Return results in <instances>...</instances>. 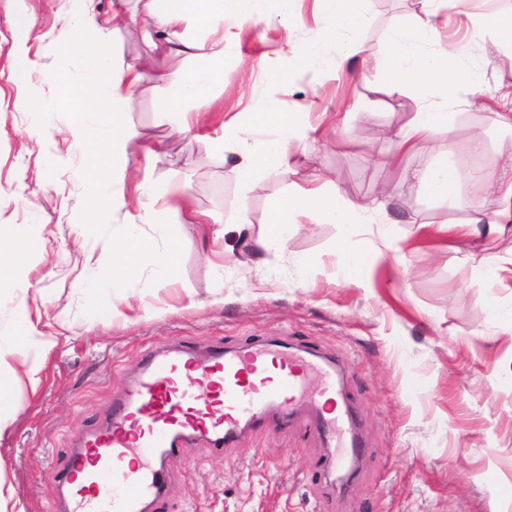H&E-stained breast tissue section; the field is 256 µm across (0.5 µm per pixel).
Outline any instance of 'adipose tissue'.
Segmentation results:
<instances>
[{"label": "adipose tissue", "mask_w": 512, "mask_h": 512, "mask_svg": "<svg viewBox=\"0 0 512 512\" xmlns=\"http://www.w3.org/2000/svg\"><path fill=\"white\" fill-rule=\"evenodd\" d=\"M245 5L249 14L263 18L267 0H146V17L157 25L164 36V49L173 55H194L195 45L182 32L183 23L192 21L197 25L212 27L215 20L223 17L228 5L233 2ZM326 14L328 39L334 40L345 32L359 27L364 18L369 0H323ZM424 17L419 24L400 22L391 33L390 53L369 56L362 44L347 42L343 45L342 59H359L364 66L377 73L388 83L390 93L410 89L421 94L431 85L443 84L462 87L478 92L483 81L481 67L453 51H436L425 57L417 53L414 44L419 36H433L436 30V0H421ZM116 28L113 20H100L92 10H85L79 20L75 36L64 43L63 51L81 55L88 64L89 76L99 97L107 99L113 115L127 111L132 104L130 89L140 79L137 66H116L112 58V33ZM198 63L191 74L178 72L162 75L161 80L168 89L166 106L169 111L182 112L187 100L208 104L211 88L224 70V42L216 40L210 52L196 55ZM65 101L75 110L73 124L74 139L81 144L90 161L93 191L87 199L91 220L119 206L120 198L115 190L131 165L132 145L138 140V131L120 122L111 127L96 128L90 125L87 115L95 107L92 99L82 97L77 91H69ZM295 112H283L269 108L251 113V127L269 130V138L259 147H252L248 137L237 128H229L217 141L218 151H232L236 159L231 172L237 183L246 188L257 185L267 168L275 167L282 173H290L289 143L306 137V130L298 122ZM454 115L447 108L428 101H420L408 121L387 136L395 143L396 153L385 160L386 165H395L397 158H409L408 166L401 168L394 191L411 190L448 203H455L457 190L463 180L478 183L484 191L482 197L470 204V223L480 224L489 236L512 234V143L503 153L507 168L504 171L486 170L465 173L450 164L447 155L429 157L420 154L419 142L439 129L450 128ZM493 195L496 210L485 206V195ZM312 209L324 220L338 224L346 231H353L361 224H371L376 214L385 212V202L369 207L346 198L340 190L295 189L287 200L272 205L266 216V227L258 239L259 247L284 243L288 237L291 216L295 211ZM199 214L185 213L182 223L166 228V245L156 248L153 241L134 233L128 227H120L112 234L107 248L110 256L104 261H95L92 273L95 282L104 288H127L139 276L145 259H152L161 273L172 271L178 260V245L182 224H198Z\"/></svg>", "instance_id": "1"}]
</instances>
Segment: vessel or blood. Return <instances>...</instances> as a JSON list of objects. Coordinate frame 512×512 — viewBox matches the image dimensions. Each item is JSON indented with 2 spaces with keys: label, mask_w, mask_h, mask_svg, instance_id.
<instances>
[{
  "label": "vessel or blood",
  "mask_w": 512,
  "mask_h": 512,
  "mask_svg": "<svg viewBox=\"0 0 512 512\" xmlns=\"http://www.w3.org/2000/svg\"><path fill=\"white\" fill-rule=\"evenodd\" d=\"M336 358L313 345L248 336L201 350L184 340L157 344L110 413L75 436L53 480L57 512H155L164 499L168 460L202 441L220 452L277 420L332 436L347 425L350 456L362 439L351 407L325 416L318 397L336 394Z\"/></svg>",
  "instance_id": "obj_1"
}]
</instances>
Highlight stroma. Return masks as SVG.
I'll use <instances>...</instances> for the list:
<instances>
[{"mask_svg": "<svg viewBox=\"0 0 512 512\" xmlns=\"http://www.w3.org/2000/svg\"><path fill=\"white\" fill-rule=\"evenodd\" d=\"M146 0H91L103 19L119 17L115 61L143 64L133 104L120 117L162 151L134 150L123 184L124 206L103 217L94 234L78 235L89 192L87 162L75 143L74 116L58 78L87 81L81 56L61 50L74 34L81 0H0V242L41 236L43 251L24 260L26 284L0 292V343L14 336L20 304L58 339L41 359V383L31 389L21 357L0 369L12 406L0 426V493L6 507L53 512L52 475L67 459L71 438L91 427L137 376L151 346L175 337L204 349L246 336H279L316 345L341 360L343 384L362 422L366 455L340 494L335 456L311 428L272 425L216 454L205 443L169 461V496L159 512H512V236L488 243L464 234L476 188L462 182L459 203L414 192L394 195L388 223L355 228L323 220L311 209L293 216L284 244L254 253L251 238L290 185L337 188L372 203L392 185L393 152L381 132L405 123L416 95L386 96L374 72L353 61L337 67V45H324L321 0H270L262 19L227 10L224 72L199 110L167 111L159 74L189 61L155 49L143 34ZM33 21L29 34L18 14ZM417 0H371L364 25L343 34L368 53L389 47L395 19L416 21ZM512 0H462L440 7L434 40L418 48L449 49L484 69L481 105L457 108L451 131L418 144L422 154L447 153L463 170L497 169L512 141L495 121L500 87L512 89V52L501 22ZM25 44L37 63L28 84L14 81L13 47ZM320 44L313 64L289 63L291 44ZM287 93H280L279 84ZM24 99L37 101L30 112ZM275 105L301 112L306 139L289 147L292 172L269 171L242 190L214 145L229 125L247 126L249 113ZM482 153L470 151L473 137ZM179 184L203 224L186 225L170 275L145 265L124 297L92 292L86 255L123 224L164 247V227L143 224L151 189ZM247 213L250 229L237 225ZM382 250L394 244L399 271L371 266L362 285L349 284L337 242ZM112 300L113 311L103 307ZM499 308L491 313L486 301Z\"/></svg>", "mask_w": 512, "mask_h": 512, "instance_id": "35a3bbf8", "label": "stroma"}]
</instances>
